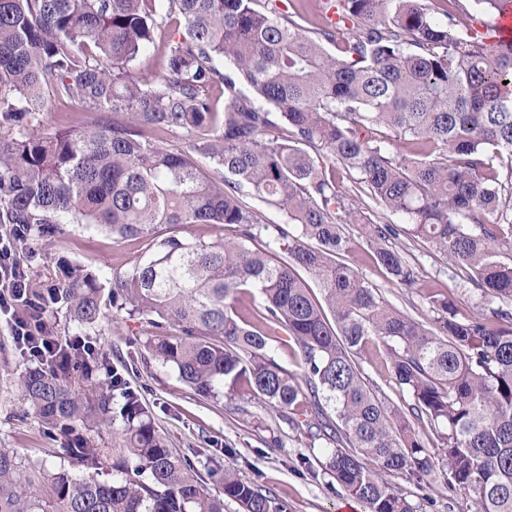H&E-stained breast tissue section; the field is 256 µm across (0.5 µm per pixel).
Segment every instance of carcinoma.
Here are the masks:
<instances>
[{
	"label": "carcinoma",
	"instance_id": "cac0c4a2",
	"mask_svg": "<svg viewBox=\"0 0 512 512\" xmlns=\"http://www.w3.org/2000/svg\"><path fill=\"white\" fill-rule=\"evenodd\" d=\"M151 2L0 0V224L22 225L25 240L66 224L149 240L106 295L99 275L72 263L58 287L29 289L40 313L65 307L85 348L19 374L69 468L0 450V512H224L226 497L244 512H282L233 471L220 473L224 497L206 490L193 458L89 340L109 305L143 320L146 350L199 397L227 389L292 413L325 441L326 470L367 512H418L386 475L420 484L438 472L476 512H512V43L463 38L456 17H435L425 0H324L313 34L282 0L261 10L256 0H167L183 25L156 76L133 70L161 27ZM49 90L123 119L46 128ZM379 125L394 140L375 138ZM178 133L182 148L169 143ZM248 197L285 212L286 226L261 223ZM367 198L402 224L372 218ZM345 224L361 226L395 285L418 281L387 245L404 236L445 254L450 279L497 306L460 317L430 294L433 319L408 315L338 260ZM224 225L237 238L185 235ZM264 231L269 251L251 250ZM282 333L299 349L302 384L269 355ZM373 338L411 399L405 410L364 380L357 357ZM116 391L125 447L107 463L89 434L111 422Z\"/></svg>",
	"mask_w": 512,
	"mask_h": 512
}]
</instances>
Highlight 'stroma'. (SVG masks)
<instances>
[{
    "mask_svg": "<svg viewBox=\"0 0 512 512\" xmlns=\"http://www.w3.org/2000/svg\"><path fill=\"white\" fill-rule=\"evenodd\" d=\"M351 238L343 262L357 267L390 304L410 315L429 317L428 295L448 296L459 314L473 315L486 302L478 291L456 287L448 277V258L429 245L406 238L392 245L418 271L414 287L401 288L369 256L358 225H349ZM147 248L143 241H126L93 227L68 225L52 243H32L22 251L33 282H58L61 261L85 265L102 276L121 268ZM149 331L138 319L119 312L97 329L93 341L106 352L114 370L139 392L144 406L173 448L193 455L205 488L222 496L217 469H232L255 482L286 512H365L325 469L323 446L313 445L306 428L294 427L288 415L263 398H241L227 392L213 400L199 398L173 367L152 357L143 347ZM363 375L382 400L401 404L403 396L379 341L366 344L360 359ZM28 362L16 346L5 319L0 318V448L19 458L39 459L60 467L41 421L25 404L17 379ZM390 483L412 503L430 498L425 512H474L463 492L452 491L437 479L419 485L405 476H390Z\"/></svg>",
    "mask_w": 512,
    "mask_h": 512,
    "instance_id": "1",
    "label": "stroma"
}]
</instances>
